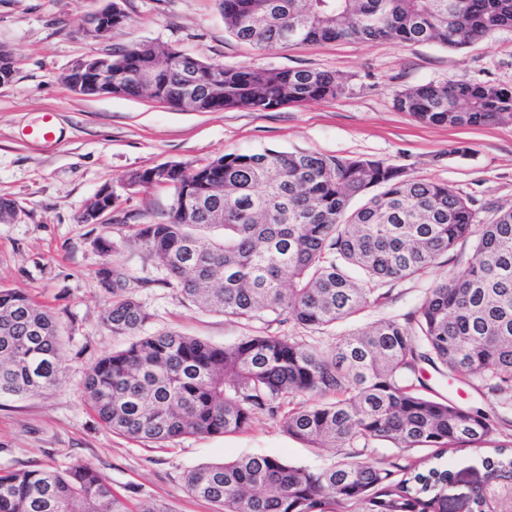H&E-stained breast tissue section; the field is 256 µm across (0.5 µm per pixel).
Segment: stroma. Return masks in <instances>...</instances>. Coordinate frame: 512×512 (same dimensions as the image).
<instances>
[{"label": "stroma", "mask_w": 512, "mask_h": 512, "mask_svg": "<svg viewBox=\"0 0 512 512\" xmlns=\"http://www.w3.org/2000/svg\"><path fill=\"white\" fill-rule=\"evenodd\" d=\"M101 5L102 0H0V47L16 61L13 79L0 85V197L18 208L16 219L0 223V289L51 309L64 366L54 389L0 401V470L79 464L98 471L115 493L131 500L150 499L167 512H219L187 491L190 470L246 455L317 468L336 461L337 452L317 453L292 439L279 416L260 415L243 432L188 437L163 448L117 434L99 419L84 394L85 371L129 343L106 326L112 291L102 282V268L122 273L127 292L145 308L144 336L175 330L224 345L263 332L303 333L281 316L245 321L187 301L167 271L133 241L139 225L167 218L173 191L129 190L127 178L162 163L197 165L266 149L369 157L473 197L481 206L480 222L491 223L496 208L512 205V122L424 125L397 111L394 97L446 79L512 88V29L454 50L436 43L348 40L264 50L226 32L215 0H125L127 25L105 36L84 32L85 16ZM134 43L167 44L226 66L337 71L348 76L349 88L333 98L268 111L184 112L146 97L79 96L63 82L78 59ZM47 113L56 116L50 139H33L31 129ZM107 185L113 189L111 214L100 224L81 223L85 208ZM473 254L472 241H462L426 273L377 285L389 300L369 304L335 330L314 333V340L328 345L335 335L403 318L438 282L459 275ZM427 383L438 395L499 420L501 436H512V402L434 372ZM483 457V451L469 448L443 456L458 476L448 490V512H467L471 487L484 473Z\"/></svg>", "instance_id": "stroma-1"}]
</instances>
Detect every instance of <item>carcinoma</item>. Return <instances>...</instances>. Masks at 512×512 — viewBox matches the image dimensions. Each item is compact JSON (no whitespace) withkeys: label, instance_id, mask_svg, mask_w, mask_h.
<instances>
[{"label":"carcinoma","instance_id":"1","mask_svg":"<svg viewBox=\"0 0 512 512\" xmlns=\"http://www.w3.org/2000/svg\"><path fill=\"white\" fill-rule=\"evenodd\" d=\"M227 31L261 49L291 42H433L462 48L512 28V0H218ZM141 43L112 54L117 96L154 90L185 111H266L345 91L347 78L316 69L224 66L176 52L154 61ZM394 106L435 126L512 120V90L449 79L405 89ZM168 218L142 224L134 242L200 309L244 320L267 313L322 332L370 303L367 287L433 267L475 238V257L438 283L403 320H380L323 347L296 336L255 334L214 345L173 332L144 336L99 358L84 389L100 420L129 438L165 446L187 437L247 429L259 414L288 409L283 430L305 446L351 448L355 461L303 468L246 456L190 471L188 491L223 512H448L454 473L362 457L375 440L403 451L492 448L471 509L510 507L512 440L446 398L426 395L424 372L512 396V207L477 221L475 200L444 183L413 179L381 160L317 152L226 154L170 175ZM380 192L360 207L351 200ZM355 269V278L349 269ZM106 324L134 336L148 318L112 274ZM63 374L58 326L25 295L0 290V398L51 390ZM0 512H166L113 493L97 471L75 465L0 472Z\"/></svg>","mask_w":512,"mask_h":512}]
</instances>
